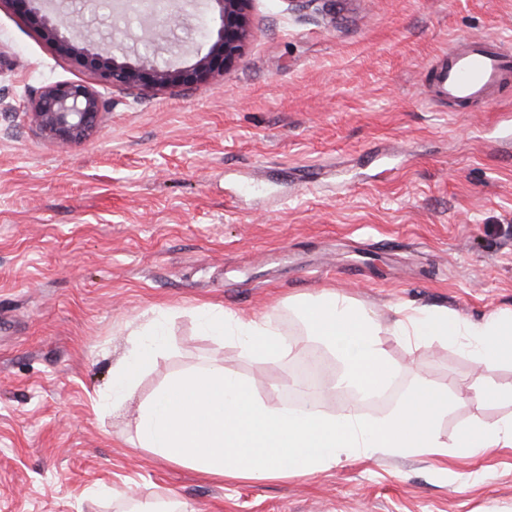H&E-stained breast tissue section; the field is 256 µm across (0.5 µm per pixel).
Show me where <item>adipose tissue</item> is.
<instances>
[{
	"mask_svg": "<svg viewBox=\"0 0 512 512\" xmlns=\"http://www.w3.org/2000/svg\"><path fill=\"white\" fill-rule=\"evenodd\" d=\"M302 316L309 335L340 361L341 381L355 397L383 392L399 379L401 368L383 347L382 338L389 335L400 337L414 351L436 338L452 340L476 363L474 399H512V386L498 385L494 379L503 362H512V313L470 322L444 310L399 308L384 325L346 296L325 290L304 303ZM204 326L240 339L270 365L291 353L263 320L209 306ZM450 403L447 388L421 377L394 410L378 419L365 418L352 406L337 416L325 414L315 403L295 412L259 396L224 365L210 364L169 378L139 404L134 443L219 479L283 477L359 457L444 455L437 421ZM455 445L475 456L512 448V418L489 427H462Z\"/></svg>",
	"mask_w": 512,
	"mask_h": 512,
	"instance_id": "ef3b65f1",
	"label": "adipose tissue"
}]
</instances>
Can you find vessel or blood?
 I'll return each mask as SVG.
<instances>
[{
    "label": "vessel or blood",
    "mask_w": 512,
    "mask_h": 512,
    "mask_svg": "<svg viewBox=\"0 0 512 512\" xmlns=\"http://www.w3.org/2000/svg\"><path fill=\"white\" fill-rule=\"evenodd\" d=\"M511 80L512 54L498 40L460 37L434 71L431 98L452 105L478 102Z\"/></svg>",
    "instance_id": "obj_1"
}]
</instances>
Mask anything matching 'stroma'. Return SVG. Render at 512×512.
<instances>
[{"label": "stroma", "instance_id": "stroma-1", "mask_svg": "<svg viewBox=\"0 0 512 512\" xmlns=\"http://www.w3.org/2000/svg\"><path fill=\"white\" fill-rule=\"evenodd\" d=\"M93 33L128 32L162 62L205 51L213 15L188 8L157 42L135 0H55ZM235 68L130 93L57 54L0 0V512H512V449L473 456L461 427L512 417L473 400L474 361L434 341L385 347L450 386V448L349 460L288 478L215 479L134 447L133 414L169 377L224 365L301 407L297 356L259 363L200 309L272 322L305 341L304 299L325 289L382 322L400 306L474 321L512 310V85L465 107L425 86L458 36L512 44V0H254ZM94 87L90 138L60 144L23 110L47 84ZM149 348L122 412L112 370Z\"/></svg>", "mask_w": 512, "mask_h": 512}]
</instances>
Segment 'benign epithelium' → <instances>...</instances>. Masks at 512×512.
<instances>
[{"label": "benign epithelium", "instance_id": "1", "mask_svg": "<svg viewBox=\"0 0 512 512\" xmlns=\"http://www.w3.org/2000/svg\"><path fill=\"white\" fill-rule=\"evenodd\" d=\"M13 9L31 18L48 32L54 50L65 57L90 64L104 61L101 78L114 87L150 92L206 82L231 70L242 57L251 37L252 0H208L214 10L209 48L181 69L156 63L154 58L131 53L120 43L112 55L101 59L85 37L86 20L75 11L58 18L36 7L37 0H9ZM105 111L98 92L90 85L57 81L45 86L27 106L33 124L48 138L68 144L89 138L97 130Z\"/></svg>", "mask_w": 512, "mask_h": 512}]
</instances>
